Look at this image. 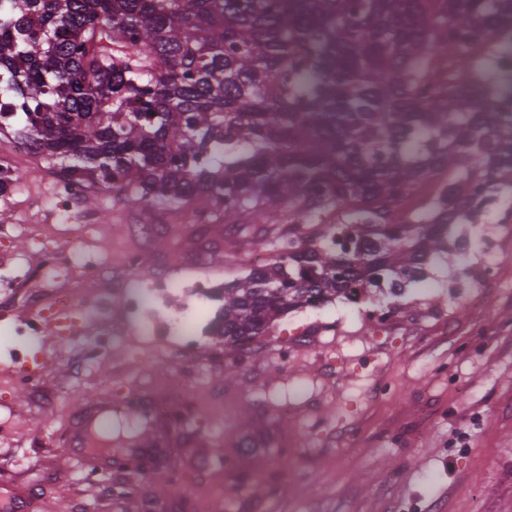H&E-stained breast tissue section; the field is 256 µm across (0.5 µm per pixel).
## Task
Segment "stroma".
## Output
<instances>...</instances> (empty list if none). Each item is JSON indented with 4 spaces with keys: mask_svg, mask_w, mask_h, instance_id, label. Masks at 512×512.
I'll use <instances>...</instances> for the list:
<instances>
[{
    "mask_svg": "<svg viewBox=\"0 0 512 512\" xmlns=\"http://www.w3.org/2000/svg\"><path fill=\"white\" fill-rule=\"evenodd\" d=\"M0 157L19 175V193L0 200V273L27 275L24 299L0 322V361L43 365L36 385L0 378V408L11 414L0 447V486L35 493L37 512H512V227L455 225L453 260L433 261L423 282L392 294L371 288L358 304L338 298L319 312L284 314L252 348L227 353L216 337L192 355L175 343L154 351L125 332L94 373L75 366L72 346L20 335L23 316L49 304L59 285L40 234L57 251L83 249L105 266L125 250L141 262L124 271L139 283L159 264L179 278L230 281L248 273L257 245L237 252L223 218L197 220L193 206L133 202L101 185L66 212L52 197L59 167L16 148L0 133ZM493 276L448 285L479 268L485 247ZM75 297L121 296L91 271H73ZM165 396L181 385L174 418L147 428L114 417L112 453L88 471L63 441L82 404L103 396Z\"/></svg>",
    "mask_w": 512,
    "mask_h": 512,
    "instance_id": "1",
    "label": "stroma"
}]
</instances>
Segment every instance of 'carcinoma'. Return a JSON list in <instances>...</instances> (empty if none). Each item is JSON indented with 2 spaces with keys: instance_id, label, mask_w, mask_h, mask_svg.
<instances>
[{
  "instance_id": "obj_1",
  "label": "carcinoma",
  "mask_w": 512,
  "mask_h": 512,
  "mask_svg": "<svg viewBox=\"0 0 512 512\" xmlns=\"http://www.w3.org/2000/svg\"><path fill=\"white\" fill-rule=\"evenodd\" d=\"M0 97L71 182L273 252L224 284L236 343L423 280L512 188V0H0Z\"/></svg>"
}]
</instances>
